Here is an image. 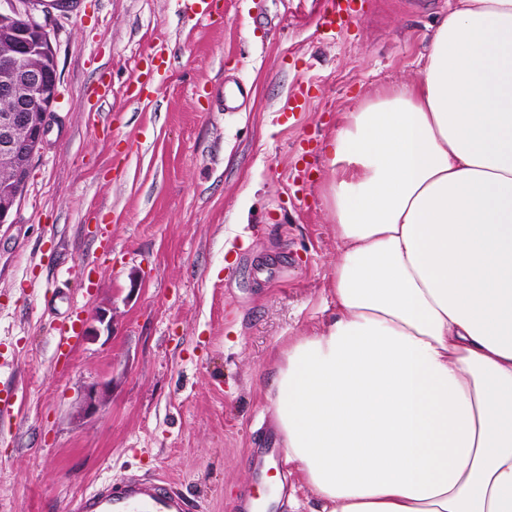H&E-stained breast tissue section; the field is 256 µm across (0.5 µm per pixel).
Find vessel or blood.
<instances>
[{
  "instance_id": "1",
  "label": "vessel or blood",
  "mask_w": 512,
  "mask_h": 512,
  "mask_svg": "<svg viewBox=\"0 0 512 512\" xmlns=\"http://www.w3.org/2000/svg\"><path fill=\"white\" fill-rule=\"evenodd\" d=\"M83 313L82 307H72L63 320L56 343L58 355L68 356L73 349L77 339L75 328ZM69 509L70 512H193L183 496L147 479L82 494L70 503Z\"/></svg>"
}]
</instances>
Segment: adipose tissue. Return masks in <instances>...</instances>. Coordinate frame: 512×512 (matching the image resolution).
Returning <instances> with one entry per match:
<instances>
[{
    "instance_id": "1",
    "label": "adipose tissue",
    "mask_w": 512,
    "mask_h": 512,
    "mask_svg": "<svg viewBox=\"0 0 512 512\" xmlns=\"http://www.w3.org/2000/svg\"><path fill=\"white\" fill-rule=\"evenodd\" d=\"M328 163L336 314L266 382L314 512H512V0H455Z\"/></svg>"
}]
</instances>
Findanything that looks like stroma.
<instances>
[{"mask_svg":"<svg viewBox=\"0 0 512 512\" xmlns=\"http://www.w3.org/2000/svg\"><path fill=\"white\" fill-rule=\"evenodd\" d=\"M79 0L52 12L58 121L0 226V512L152 475L197 512L314 506L264 382L334 311L322 201L343 113L416 82L446 0ZM96 335L55 352L72 306ZM98 383V410L84 397Z\"/></svg>","mask_w":512,"mask_h":512,"instance_id":"obj_1","label":"stroma"}]
</instances>
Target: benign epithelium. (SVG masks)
<instances>
[{
	"label": "benign epithelium",
	"mask_w": 512,
	"mask_h": 512,
	"mask_svg": "<svg viewBox=\"0 0 512 512\" xmlns=\"http://www.w3.org/2000/svg\"><path fill=\"white\" fill-rule=\"evenodd\" d=\"M0 8V53L18 74L0 80V167L11 172V187H0V226L9 223L24 191L35 155L47 141L59 103V74L48 26L50 9L63 11L73 0H51L38 9L33 0H4ZM20 19L24 26L12 24Z\"/></svg>",
	"instance_id": "benign-epithelium-1"
}]
</instances>
